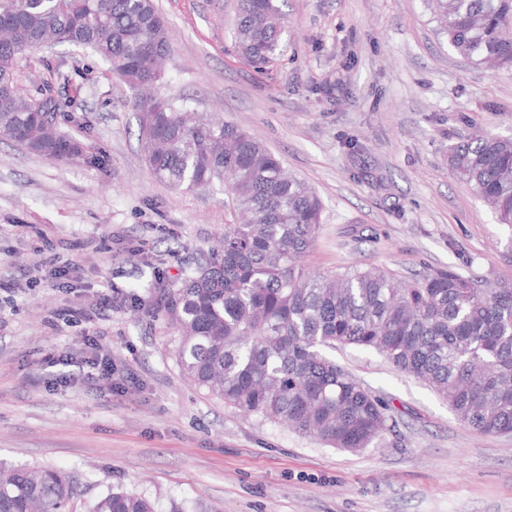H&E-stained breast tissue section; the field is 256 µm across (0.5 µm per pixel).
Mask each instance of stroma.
<instances>
[{
    "label": "stroma",
    "instance_id": "stroma-1",
    "mask_svg": "<svg viewBox=\"0 0 512 512\" xmlns=\"http://www.w3.org/2000/svg\"><path fill=\"white\" fill-rule=\"evenodd\" d=\"M155 5L170 27L159 94L250 131L321 199L307 267L512 277V228L448 164L449 145L471 133L512 136V71L465 64L425 0H288V49L262 68L235 48L237 0ZM76 68L88 142L108 170L0 142V459L75 476L84 495L73 512L109 486L157 512L174 501L197 512H512V435L462 423L374 350L330 353L392 406V431L358 451L244 414L182 377L177 333L151 301L237 214L225 188L153 176L136 95L100 59L34 50L17 77L30 91ZM89 335L115 376L65 380L55 357Z\"/></svg>",
    "mask_w": 512,
    "mask_h": 512
}]
</instances>
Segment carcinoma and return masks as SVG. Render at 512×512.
I'll use <instances>...</instances> for the list:
<instances>
[{"mask_svg": "<svg viewBox=\"0 0 512 512\" xmlns=\"http://www.w3.org/2000/svg\"><path fill=\"white\" fill-rule=\"evenodd\" d=\"M19 41L0 43V139L55 162L95 169L110 157L86 138L63 76L61 94L44 82L22 91L16 60L47 36L90 51L139 94V125L154 177L171 188L228 183L240 224L224 225L220 252L156 308L176 329L181 372L228 406L284 423L326 445L366 448L392 427L391 405L372 394L325 348L355 345L382 353L427 383L457 418L485 434L512 435V277L496 285L453 268L404 280L383 268L341 274L307 271L323 206L280 159L246 130L204 119L184 103L150 93L155 55L168 52L169 27L154 0H9ZM436 31L471 66L512 69V0H426ZM281 0H239L233 37L262 67L288 47ZM449 165L512 227V136L485 134L448 146ZM82 493L72 476L0 461V512H69ZM88 512H156L148 498L112 489Z\"/></svg>", "mask_w": 512, "mask_h": 512, "instance_id": "carcinoma-1", "label": "carcinoma"}]
</instances>
